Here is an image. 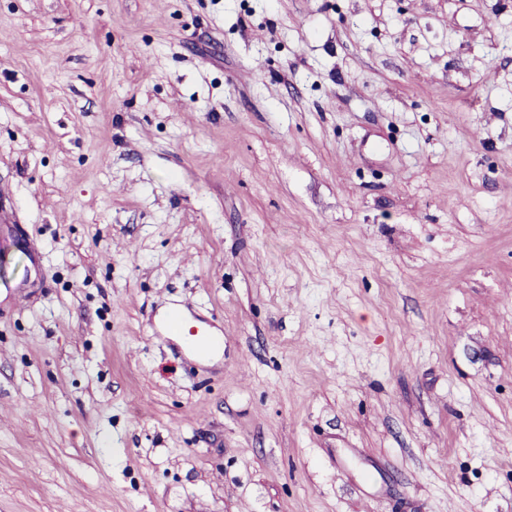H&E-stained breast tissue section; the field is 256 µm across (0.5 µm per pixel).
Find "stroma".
<instances>
[{"mask_svg":"<svg viewBox=\"0 0 512 512\" xmlns=\"http://www.w3.org/2000/svg\"><path fill=\"white\" fill-rule=\"evenodd\" d=\"M2 185L0 512H512V0H0Z\"/></svg>","mask_w":512,"mask_h":512,"instance_id":"35a3bbf8","label":"stroma"}]
</instances>
